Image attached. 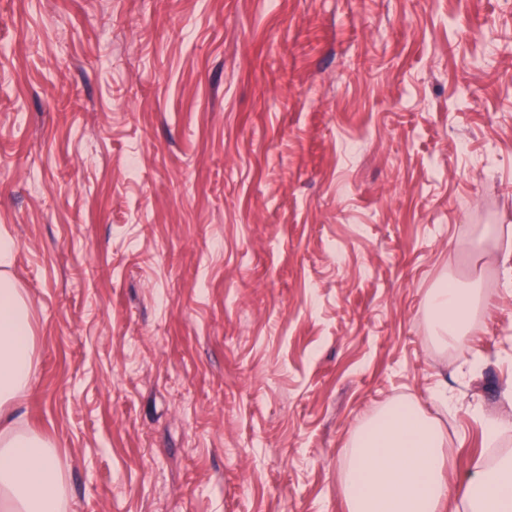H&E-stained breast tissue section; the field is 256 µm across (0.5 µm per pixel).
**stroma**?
Instances as JSON below:
<instances>
[{
	"label": "stroma",
	"instance_id": "35a3bbf8",
	"mask_svg": "<svg viewBox=\"0 0 512 512\" xmlns=\"http://www.w3.org/2000/svg\"><path fill=\"white\" fill-rule=\"evenodd\" d=\"M0 233L68 512H347L399 400L512 458V0H0ZM471 302L472 290L467 287L435 288L429 294L431 327L444 344H459L467 338Z\"/></svg>",
	"mask_w": 512,
	"mask_h": 512
}]
</instances>
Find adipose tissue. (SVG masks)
Masks as SVG:
<instances>
[{
    "instance_id": "ef3b65f1",
    "label": "adipose tissue",
    "mask_w": 512,
    "mask_h": 512,
    "mask_svg": "<svg viewBox=\"0 0 512 512\" xmlns=\"http://www.w3.org/2000/svg\"><path fill=\"white\" fill-rule=\"evenodd\" d=\"M14 243L0 235V512H66L64 470L50 442L14 414L34 375L29 304L8 273ZM472 291L434 289L431 327L445 343L469 331ZM445 435L411 402L398 401L358 431L342 473L348 512H441L449 497L466 512H512V460L444 478Z\"/></svg>"
}]
</instances>
